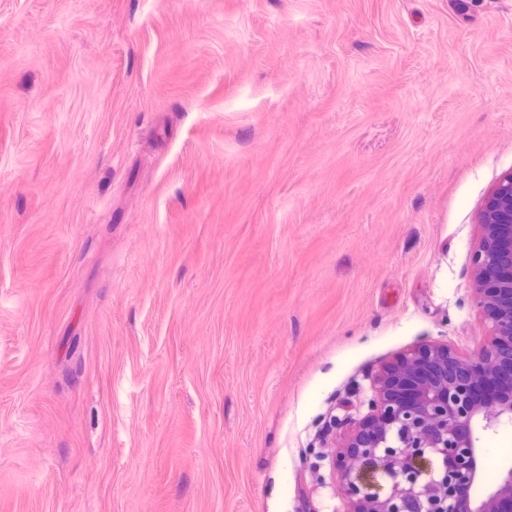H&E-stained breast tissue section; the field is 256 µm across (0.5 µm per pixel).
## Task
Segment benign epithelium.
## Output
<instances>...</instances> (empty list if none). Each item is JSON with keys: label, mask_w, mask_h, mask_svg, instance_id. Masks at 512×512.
Here are the masks:
<instances>
[{"label": "benign epithelium", "mask_w": 512, "mask_h": 512, "mask_svg": "<svg viewBox=\"0 0 512 512\" xmlns=\"http://www.w3.org/2000/svg\"><path fill=\"white\" fill-rule=\"evenodd\" d=\"M488 343L464 355L423 343L384 364L367 412L318 453L351 512H512V465L475 496L479 432L512 422V171L488 196L471 256Z\"/></svg>", "instance_id": "7a95c632"}]
</instances>
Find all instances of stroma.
<instances>
[{"instance_id":"35a3bbf8","label":"stroma","mask_w":512,"mask_h":512,"mask_svg":"<svg viewBox=\"0 0 512 512\" xmlns=\"http://www.w3.org/2000/svg\"><path fill=\"white\" fill-rule=\"evenodd\" d=\"M509 171L512 0H0V512H349Z\"/></svg>"}]
</instances>
